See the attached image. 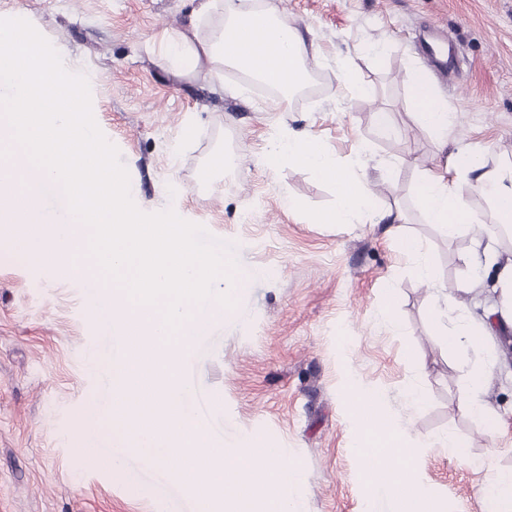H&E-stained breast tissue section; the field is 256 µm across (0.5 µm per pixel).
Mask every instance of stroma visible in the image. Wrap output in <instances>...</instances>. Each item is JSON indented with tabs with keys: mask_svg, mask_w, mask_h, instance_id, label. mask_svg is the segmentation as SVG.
<instances>
[{
	"mask_svg": "<svg viewBox=\"0 0 512 512\" xmlns=\"http://www.w3.org/2000/svg\"><path fill=\"white\" fill-rule=\"evenodd\" d=\"M276 3L303 33L321 80L318 94L287 107L237 71L225 72L220 94L154 62L146 44L180 26L187 0H0V18L29 21L62 48L65 67L92 75L95 121L120 152L137 207L178 206L211 237L234 241L239 268L255 271L235 317L214 322L182 363L206 405L224 404L223 414L204 417L213 439L250 436L278 449L303 476L301 512H363L369 504L391 512V500L365 476L342 402L349 383L370 386L416 435L452 431L469 439L472 464L427 448L420 479L440 512H484L485 458L512 467V366L499 356L512 334L498 328L448 350L428 319L432 290L388 225L304 223L284 194L326 210L336 204L332 189L300 168L265 169L261 158L274 137L290 132L314 133L342 163L367 143L379 207L404 208L403 230L421 239L440 281L478 275L485 282L480 292L459 295L444 320L462 309L485 314L496 300L495 267L474 254L470 229L446 237L416 203L420 176L443 154L405 108L406 71L428 73L456 112L449 145H471L491 167L512 157V0ZM431 31L452 44L448 71L424 56ZM374 42L385 44L384 57L368 52ZM348 78L368 95L350 96ZM382 107L393 117L388 136L373 122ZM190 118L199 131L186 144L181 125ZM220 143L241 160L224 180L200 184L198 170ZM390 164L397 167L391 180ZM389 280L396 332L376 313ZM83 294L57 266H31L0 247V512H192L188 487L164 470L129 457L115 473L106 435L79 449L86 416L107 405L101 333ZM488 356L493 381L485 399L499 420L493 433L461 409L469 370ZM415 383L427 395L421 407L406 397Z\"/></svg>",
	"mask_w": 512,
	"mask_h": 512,
	"instance_id": "stroma-1",
	"label": "stroma"
}]
</instances>
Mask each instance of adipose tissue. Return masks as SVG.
<instances>
[{"instance_id":"ef3b65f1","label":"adipose tissue","mask_w":512,"mask_h":512,"mask_svg":"<svg viewBox=\"0 0 512 512\" xmlns=\"http://www.w3.org/2000/svg\"><path fill=\"white\" fill-rule=\"evenodd\" d=\"M250 28L259 31L266 48V58L259 65L251 62L247 54L227 49L229 41ZM146 51L173 76L208 82L219 92L224 89L225 71H239L247 79L275 88L278 100L286 106L291 104L310 70L309 48L300 30L272 0H265L260 8L253 7L252 0H198L179 28L168 31L160 45H147ZM406 82L411 115L440 145H447L448 130L455 123V114L447 101L437 95L431 79L418 70H410ZM368 153L366 145H359L353 160L342 164L315 135H282L265 152L263 165L270 170L297 167L333 187L335 208L303 213L305 223L404 222L406 214L402 208L376 207L378 191L364 168ZM473 194L487 203L493 223L505 230L512 228L511 161L488 169L477 152L461 145L446 158L440 170L425 172L416 187L417 202L428 222L451 237L462 228L480 223V216L469 204ZM453 301L452 295L440 293L438 301L429 308V321L435 335L449 349L458 350L470 345L485 326L463 312L456 324H446L442 307ZM490 382L488 368L474 366L468 374L467 394L462 403L463 412L489 430L494 428L496 418L480 394ZM347 404L351 408V434L366 463L367 477L377 491L385 492L393 500L396 512H414L416 507L426 505L428 497L418 471L423 449L439 446L461 462L470 460L467 441L455 434L412 440L410 421L388 416L375 389L354 390Z\"/></svg>"}]
</instances>
